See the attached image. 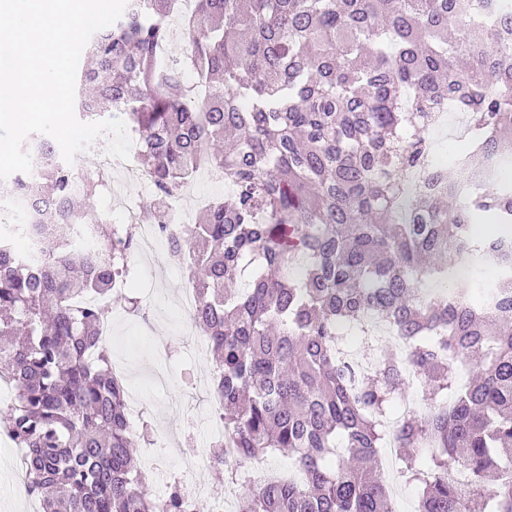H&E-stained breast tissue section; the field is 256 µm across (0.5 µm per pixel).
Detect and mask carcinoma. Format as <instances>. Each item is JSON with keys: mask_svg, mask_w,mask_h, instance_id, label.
<instances>
[{"mask_svg": "<svg viewBox=\"0 0 512 512\" xmlns=\"http://www.w3.org/2000/svg\"><path fill=\"white\" fill-rule=\"evenodd\" d=\"M181 0H129L93 34L78 77L82 118L126 115L153 194L156 226L195 288L193 325L216 355L229 454L213 469L242 487L236 512H394L378 454L396 445L398 478L417 512H512V278L487 304L443 283L444 257L484 261L512 227V187L407 192L427 164L433 107L469 115L466 165L500 157L512 172V0H194L184 59L161 58ZM188 65L207 90L183 81ZM32 172L0 181L26 195L50 251L41 267L0 242V378L14 402L0 430L26 451L40 512H189L179 477L149 489L100 327L112 285L127 279L135 225L78 208L103 181L73 192L56 142L27 147ZM232 186L185 236L169 200L202 163ZM481 222L493 231L466 252ZM93 224L100 255L75 248ZM248 275L245 292L227 285ZM384 323L387 348L360 374L337 349L343 331ZM468 371L459 382L461 371ZM420 384L427 412L394 434L381 418ZM272 452L298 478L246 468Z\"/></svg>", "mask_w": 512, "mask_h": 512, "instance_id": "obj_1", "label": "carcinoma"}]
</instances>
